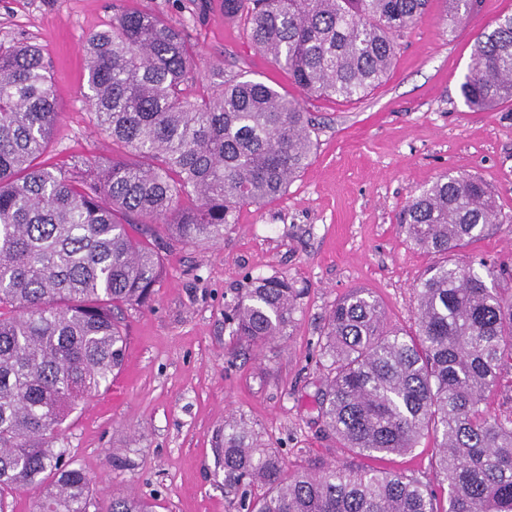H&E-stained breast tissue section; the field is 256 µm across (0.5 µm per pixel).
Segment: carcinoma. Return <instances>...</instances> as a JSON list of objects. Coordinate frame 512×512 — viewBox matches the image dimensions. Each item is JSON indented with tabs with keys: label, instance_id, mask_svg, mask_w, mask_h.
I'll use <instances>...</instances> for the list:
<instances>
[{
	"label": "carcinoma",
	"instance_id": "1",
	"mask_svg": "<svg viewBox=\"0 0 512 512\" xmlns=\"http://www.w3.org/2000/svg\"><path fill=\"white\" fill-rule=\"evenodd\" d=\"M430 2L224 0V16L242 21L305 93L348 101L387 77L398 40ZM444 3L451 31L483 0ZM85 56V99L131 160L51 163L49 63L35 45L0 50V512L24 488L39 490L35 512H154L131 495L100 502L57 446L60 431L122 367L119 312L148 303L161 276L152 225L185 243L219 240L238 207L282 195L315 147L300 102L262 82L191 95L189 39L152 13L114 14ZM460 93L473 111L512 102V15L477 38ZM400 223L415 244L446 255L512 216L481 180L445 173ZM299 294L280 276L246 282L227 316L232 335L257 348L287 335ZM416 295L409 333L364 288L336 301L318 338L331 358L320 411L340 447L365 459L439 438L447 507L413 474L347 461L290 473L231 417L216 452L224 486L262 489L246 512H512V412L485 409L512 374V292L445 262Z\"/></svg>",
	"mask_w": 512,
	"mask_h": 512
}]
</instances>
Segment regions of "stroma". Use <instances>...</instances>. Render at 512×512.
<instances>
[{"instance_id": "35a3bbf8", "label": "stroma", "mask_w": 512, "mask_h": 512, "mask_svg": "<svg viewBox=\"0 0 512 512\" xmlns=\"http://www.w3.org/2000/svg\"><path fill=\"white\" fill-rule=\"evenodd\" d=\"M117 10L148 11L188 33L194 93L261 81L298 99L316 127L317 149L286 193L240 207L223 239L186 244L158 232L162 278L149 306L125 314L123 369L108 390L81 402L62 432L100 498L132 494L157 512H242L244 492L225 488L216 454L225 418H241L292 471L346 458L317 403L329 365L317 339L339 298L368 289L391 324L411 331L415 287L430 267L512 256V223L442 256L415 245L398 222L411 196L449 171L481 179L512 216V105L473 111L459 90L474 42L512 15V0H484L452 31L433 0L406 31L386 79L351 101L292 84L225 20L224 0H0V46L37 45L52 62L56 162L102 164L119 151L84 97V46ZM273 275L301 295L289 336L259 350L231 336L224 310L246 280ZM436 452L430 436L375 464L434 484Z\"/></svg>"}]
</instances>
